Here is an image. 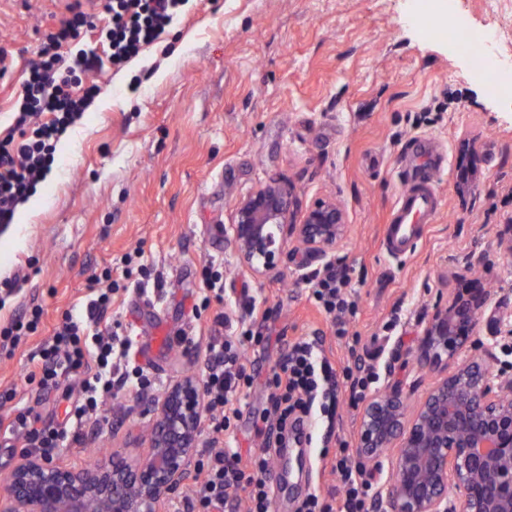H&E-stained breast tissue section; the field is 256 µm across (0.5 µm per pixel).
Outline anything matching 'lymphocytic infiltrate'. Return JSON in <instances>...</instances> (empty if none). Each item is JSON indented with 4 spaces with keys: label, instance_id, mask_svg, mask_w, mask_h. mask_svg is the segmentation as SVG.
<instances>
[{
    "label": "lymphocytic infiltrate",
    "instance_id": "lymphocytic-infiltrate-1",
    "mask_svg": "<svg viewBox=\"0 0 512 512\" xmlns=\"http://www.w3.org/2000/svg\"><path fill=\"white\" fill-rule=\"evenodd\" d=\"M185 3L96 0L99 12L111 21L106 31L108 51L103 56L92 50L65 54L77 29L88 21L79 0L68 5L67 17L40 44L20 107L12 114L11 130L0 140L1 225L14 222L18 206L46 179L61 136L90 106L96 89L82 87V75L105 62L118 68L135 59L145 46L160 38ZM348 286L346 271L333 264L310 282L315 301L335 323L340 337L346 334L347 321L357 314ZM110 304V293L100 292L79 313H65L52 339L36 355L34 373L42 389L57 388L64 376L76 378L79 388V398L67 410L65 424L42 423L40 414L31 409L10 419L7 433L24 438L27 447L43 458L53 459L60 449L80 443L83 425L96 416L102 399L112 392L113 360L129 354L130 342L112 331ZM349 356L353 368L340 373L320 336L288 341L267 380L270 406L262 424L268 435L281 444L289 439L301 442L300 426L312 418L324 424L326 433H333L338 391H348L352 403L357 404L374 391L380 378L357 348H350ZM252 381L242 355L228 353L223 337H213L199 384L209 433L197 451L196 468L203 478L191 495L184 497L183 512H225L240 491L246 494V512H271L270 449H259L245 459L237 449L224 445V433L239 413L233 399ZM319 462L336 473L339 491L326 498L309 493L299 502L297 512H375L373 485L352 465L345 449L323 450Z\"/></svg>",
    "mask_w": 512,
    "mask_h": 512
}]
</instances>
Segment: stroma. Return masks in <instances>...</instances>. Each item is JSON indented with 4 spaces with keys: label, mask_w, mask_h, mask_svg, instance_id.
Segmentation results:
<instances>
[{
    "label": "stroma",
    "mask_w": 512,
    "mask_h": 512,
    "mask_svg": "<svg viewBox=\"0 0 512 512\" xmlns=\"http://www.w3.org/2000/svg\"><path fill=\"white\" fill-rule=\"evenodd\" d=\"M68 0H0V137L22 97L41 38L66 16ZM442 20L489 32L505 48L500 78L512 84V0H451ZM98 96L60 142L52 170L0 228V278L24 277L0 308L7 322L30 303L36 332L0 349V419L34 408L62 423L76 400L67 380L45 391L25 379L32 354L93 288L112 291L118 335L147 348L144 369L164 391L200 375L217 313L237 336L251 306L266 311L261 343L245 346L254 381L224 441L241 456L266 447L256 428L269 407L270 369L285 341L318 334L337 367L347 341L309 294L325 262L342 265L357 315L346 326L361 354L419 400L437 374L414 357L424 321L446 304L457 276L490 288L489 313L472 339L490 342L491 313L512 312V250L498 232L512 224V99L493 93L476 61L454 41L430 37L416 0H189L162 38L126 65L82 77ZM435 161L440 209L423 238L400 255L383 235L409 165ZM277 178L302 207L333 198L349 231L325 260L287 243L277 273L258 276L230 235L236 197ZM223 278L222 294L207 275ZM143 396L120 390L83 428L82 444L57 463L80 469L125 449L146 453ZM305 448L302 468L274 498L294 512L308 492L336 487Z\"/></svg>",
    "instance_id": "obj_1"
}]
</instances>
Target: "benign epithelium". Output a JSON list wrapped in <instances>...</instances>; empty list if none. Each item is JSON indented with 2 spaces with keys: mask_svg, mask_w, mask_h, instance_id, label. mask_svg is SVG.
Segmentation results:
<instances>
[{
  "mask_svg": "<svg viewBox=\"0 0 512 512\" xmlns=\"http://www.w3.org/2000/svg\"><path fill=\"white\" fill-rule=\"evenodd\" d=\"M291 187L270 180L237 199L230 230L241 261L256 274L274 270L288 238L312 257L336 249L347 216L334 200L303 212ZM490 295L456 288L424 323L416 353L446 375L406 412L401 388L364 405L357 457L364 467L394 451L393 478L380 491L386 512H512V379H501L494 353L469 341ZM205 404L187 375L151 401L150 450L130 459L117 450L80 470L24 455L0 494V512H160L195 474Z\"/></svg>",
  "mask_w": 512,
  "mask_h": 512,
  "instance_id": "obj_1",
  "label": "benign epithelium"
}]
</instances>
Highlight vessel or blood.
I'll return each mask as SVG.
<instances>
[{"label": "vessel or blood", "instance_id": "vessel-or-blood-1", "mask_svg": "<svg viewBox=\"0 0 512 512\" xmlns=\"http://www.w3.org/2000/svg\"><path fill=\"white\" fill-rule=\"evenodd\" d=\"M432 166L431 159H420L416 165L418 178L398 196L384 239L385 248L390 253L400 254L421 238L426 220L435 217L438 211L439 198L429 177Z\"/></svg>", "mask_w": 512, "mask_h": 512}]
</instances>
